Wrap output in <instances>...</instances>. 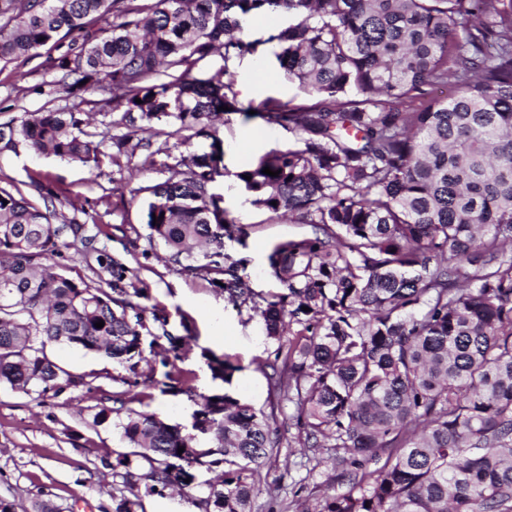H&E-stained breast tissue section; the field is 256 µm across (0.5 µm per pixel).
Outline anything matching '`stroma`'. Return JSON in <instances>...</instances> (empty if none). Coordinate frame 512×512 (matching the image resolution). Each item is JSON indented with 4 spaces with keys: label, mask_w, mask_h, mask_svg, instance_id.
<instances>
[{
    "label": "stroma",
    "mask_w": 512,
    "mask_h": 512,
    "mask_svg": "<svg viewBox=\"0 0 512 512\" xmlns=\"http://www.w3.org/2000/svg\"><path fill=\"white\" fill-rule=\"evenodd\" d=\"M292 21V16L272 10L250 17L248 37L260 43L256 54L227 62L215 53L192 70L194 76L202 77L227 66L235 76L243 109L225 114L217 125L224 142L223 174L212 190L223 195L228 219L242 227L239 239L225 241L224 250L247 258L243 276L251 288L263 293L279 288L268 267L273 247L315 233L314 225L276 219L254 206L251 193L237 177L264 153L301 144L288 128L267 124L261 117L267 100L292 105L304 100L279 67L275 58L279 44L271 39ZM57 79L44 48L10 63L0 62V124L51 108L92 114V129L104 139L98 164L46 157L21 146L0 153V187L20 190L34 202L39 196L32 182L58 192L65 199L59 208L65 223L84 225L88 234L96 236L98 247L132 271L134 286L147 289V309L165 315V326L151 324V331L163 328L173 336L192 337L193 349L179 363L190 373L191 392L167 388L163 368H156L148 412L188 427L200 396L224 392L274 412L280 446L259 471L256 501L269 502L268 490L277 486L282 499L293 503L298 512H312L325 492H337L340 486L328 451L301 447L294 404L273 402L269 394L260 366L273 357L277 342L266 338L260 317L248 308L234 307L210 277L187 272L171 261L169 249L150 237L147 228V187L164 182L169 166L177 161L208 149V139L187 138L178 124L162 121L155 126L151 150H138L132 157L120 155L110 141L115 133L110 107L99 103L94 93L67 96L59 90ZM51 263L93 285L107 275L95 253L85 251L78 242L62 249ZM207 350L234 365L231 382L213 379L203 356ZM46 354L57 365L83 376L86 384L43 396L0 384V499L12 502L14 512H36L38 502L52 504L57 512H113L112 472L101 459L125 447L114 408L116 397L125 390L122 379L128 371L111 359L65 344H47ZM104 407L111 409V417L95 423V414Z\"/></svg>",
    "instance_id": "stroma-1"
}]
</instances>
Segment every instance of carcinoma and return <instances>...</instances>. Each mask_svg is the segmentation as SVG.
<instances>
[{
    "mask_svg": "<svg viewBox=\"0 0 512 512\" xmlns=\"http://www.w3.org/2000/svg\"><path fill=\"white\" fill-rule=\"evenodd\" d=\"M122 2L0 0V61L48 46L68 94L121 90L112 98L113 125L126 129L113 136L120 155L150 146L138 134L164 119L212 139L146 188V224L185 270L221 276L229 302L278 341L270 396L295 403L303 447L330 449L345 486L318 512H512V0ZM269 8L299 18L274 39L305 102L271 101L262 117L303 146L272 150L237 178L254 205L319 235L275 245L268 264L282 291L263 296L239 274L243 260L224 253L241 228L211 184L224 155L220 107L243 111L229 62L254 48L243 21ZM114 11L124 21L99 35ZM75 31L83 41H66ZM220 48L224 68L191 75ZM448 82L452 96H431ZM87 126L79 112L30 113L0 125V142L96 163ZM58 218L0 187V383L40 396L86 385L48 360L51 341L117 361L133 374L122 379L126 402L141 409L94 418L125 413L130 450L102 458L126 489L114 512H137L144 494L193 489L201 466L221 468L197 499L201 512H255L253 466L279 447L275 416L202 395L186 433L144 410L154 385L137 372L147 308L131 297L147 289L126 288L128 269L89 237L106 286L44 264L82 230ZM204 246L207 262L193 264ZM190 340L164 331L149 342L151 362L187 393L177 361ZM207 360L213 378L231 382L228 360ZM380 456V468H364Z\"/></svg>",
    "mask_w": 512,
    "mask_h": 512,
    "instance_id": "obj_1",
    "label": "carcinoma"
}]
</instances>
